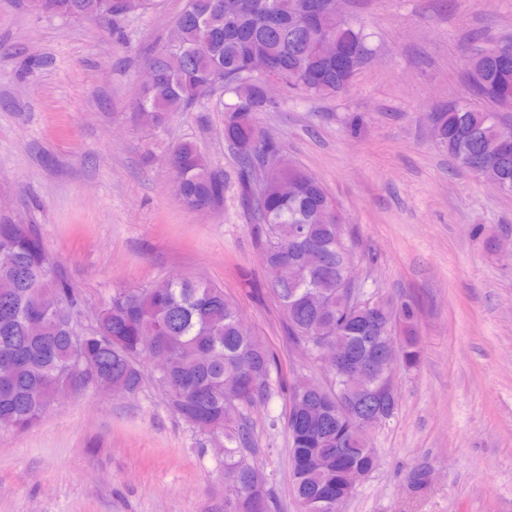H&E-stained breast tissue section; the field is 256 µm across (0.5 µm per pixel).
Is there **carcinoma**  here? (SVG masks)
I'll return each mask as SVG.
<instances>
[{
  "label": "carcinoma",
  "instance_id": "cac0c4a2",
  "mask_svg": "<svg viewBox=\"0 0 512 512\" xmlns=\"http://www.w3.org/2000/svg\"><path fill=\"white\" fill-rule=\"evenodd\" d=\"M153 0H27L34 12L68 18L113 19L147 10ZM187 0L178 15L174 42L147 60L155 81L135 102L134 117L158 127L175 112L206 107L220 91L224 142L240 160L237 172L242 205L254 217L255 243L266 267L291 266L294 279L270 293L279 305L288 341L307 346L338 337L349 341L351 361L325 371L330 387L315 388L300 375L290 387L287 429L292 490L300 512H340L349 499L351 473L369 472L373 429L362 407L377 383L372 357L392 330L401 331L406 367L420 361L418 311L404 299L375 298L366 308L349 297L357 242L321 181L301 167L263 170L258 156L277 153L256 118L274 106L261 84L246 74V57L260 54L289 90L328 96L345 90L371 53L367 34L336 21L333 0ZM352 45L354 65L339 71L316 50L330 40ZM470 90L485 103L439 106L428 113L439 146L462 171L493 178L512 189V133L495 108L512 94V67L501 68L493 48L467 60ZM173 173L172 193L189 209L224 204V176L214 172L198 147L185 142L165 157ZM320 263L312 266L308 256ZM82 299L61 275L33 225L0 222V426L26 430L54 403L57 387L75 391L115 390L137 394L143 362L155 351L168 355L159 386L170 410L205 441L224 442L223 469L232 474L224 512H270L266 490L251 483L253 433L243 410L274 394L273 353L254 344L224 289L193 276L163 279L148 288L123 290L102 305L96 324L78 347ZM358 370L362 386H347L346 373ZM341 487L334 506L322 503L327 486Z\"/></svg>",
  "mask_w": 512,
  "mask_h": 512
}]
</instances>
